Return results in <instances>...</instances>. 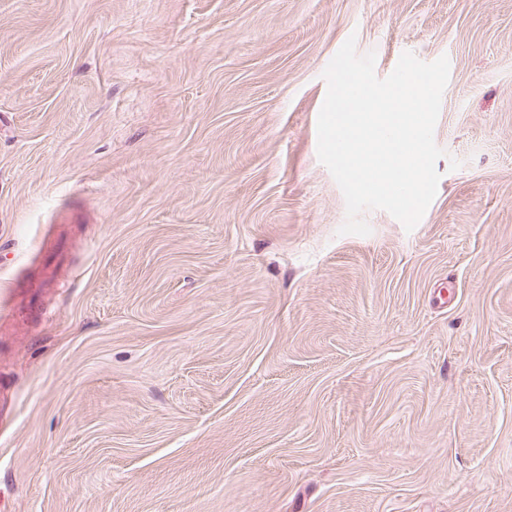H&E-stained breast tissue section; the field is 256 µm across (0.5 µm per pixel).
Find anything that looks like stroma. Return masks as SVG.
I'll use <instances>...</instances> for the list:
<instances>
[{"instance_id":"stroma-1","label":"stroma","mask_w":512,"mask_h":512,"mask_svg":"<svg viewBox=\"0 0 512 512\" xmlns=\"http://www.w3.org/2000/svg\"><path fill=\"white\" fill-rule=\"evenodd\" d=\"M351 37L450 63L410 232ZM1 295L0 512H512V0H0Z\"/></svg>"}]
</instances>
